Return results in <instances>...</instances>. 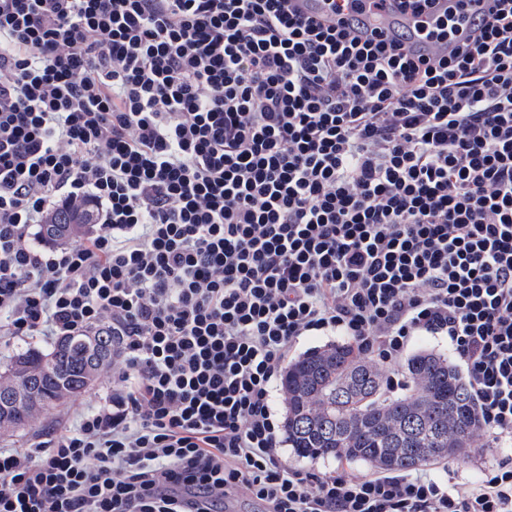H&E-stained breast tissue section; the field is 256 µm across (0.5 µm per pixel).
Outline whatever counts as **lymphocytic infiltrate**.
<instances>
[{
  "label": "lymphocytic infiltrate",
  "mask_w": 512,
  "mask_h": 512,
  "mask_svg": "<svg viewBox=\"0 0 512 512\" xmlns=\"http://www.w3.org/2000/svg\"><path fill=\"white\" fill-rule=\"evenodd\" d=\"M293 0H0V336L119 337L113 395L0 448V512H512L424 470L318 476L273 409L301 339L466 365L512 444V0L451 53ZM94 234L36 247L59 208Z\"/></svg>",
  "instance_id": "obj_1"
}]
</instances>
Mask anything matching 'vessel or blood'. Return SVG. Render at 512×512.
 I'll list each match as a JSON object with an SVG mask.
<instances>
[{
	"instance_id": "1",
	"label": "vessel or blood",
	"mask_w": 512,
	"mask_h": 512,
	"mask_svg": "<svg viewBox=\"0 0 512 512\" xmlns=\"http://www.w3.org/2000/svg\"><path fill=\"white\" fill-rule=\"evenodd\" d=\"M492 7L493 0H440L436 13L440 16H459L456 37L461 40L470 32V18L490 14ZM355 18L363 19L368 29H376L385 34L393 33L400 28L407 30L414 45L425 54L438 55L447 50L446 44L426 37L423 18L401 11L397 5H386L382 11L376 12L372 10L369 0H349L347 7L335 16L336 22L339 23Z\"/></svg>"
}]
</instances>
